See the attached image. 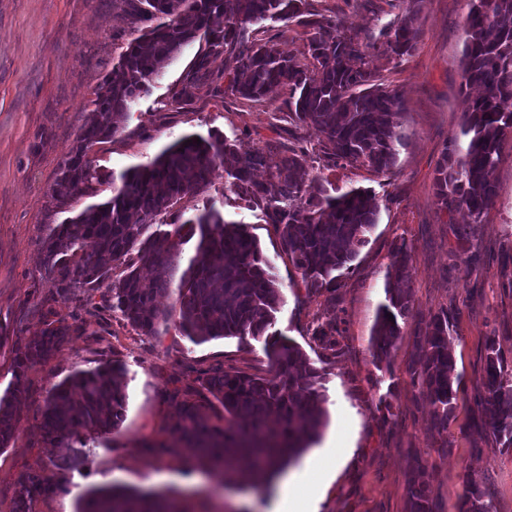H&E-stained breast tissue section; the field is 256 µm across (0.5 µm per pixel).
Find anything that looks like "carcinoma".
Returning <instances> with one entry per match:
<instances>
[{
    "instance_id": "cac0c4a2",
    "label": "carcinoma",
    "mask_w": 512,
    "mask_h": 512,
    "mask_svg": "<svg viewBox=\"0 0 512 512\" xmlns=\"http://www.w3.org/2000/svg\"><path fill=\"white\" fill-rule=\"evenodd\" d=\"M137 28L119 56L116 75L93 91L92 118L78 131L52 187L65 204L76 197H94L99 186L112 183V196L86 206L61 224H49L42 239L45 278L56 293L71 297L78 307L99 316L120 319L140 336H158L175 324L194 343L250 336L264 340L266 374L248 373L222 365L201 374V390L224 407V425L208 422L204 404L182 400L179 438L185 449L211 464L238 470L262 483L308 447L326 425L321 374L291 340L267 333L282 302L271 266L257 240L241 226L224 220L214 195L228 190L279 234L282 251L300 271L312 292L336 289V272L346 267L368 242L377 224L375 194L351 188L337 196L320 186L321 176L306 189L305 145L280 153L266 180L254 172L265 166V155L219 133L184 135L151 162L122 172L103 174L90 158L122 130L129 105L149 91L167 65L188 44L202 37L206 49L194 59L172 95L185 105L206 87L218 96L229 93L261 101L275 88L288 90V118L297 126L314 127L321 135L319 151L327 163L359 165L375 173L396 164V145L403 139L401 95L374 82L366 68L377 40L345 27L336 14L313 13L308 0H115ZM419 5L413 4L390 21L379 36L385 51L398 58L417 44ZM308 16L310 28L305 62L285 52L276 37H261L265 23ZM231 56L233 69H218L217 59ZM462 72L474 98L462 115L459 131L449 140L436 169L435 189L441 207L466 210L474 221L495 204L493 174L500 161L503 137L512 133V0H468L463 26ZM201 143H196V140ZM465 148L459 147V140ZM224 168L225 187L213 182L217 166ZM207 195L194 217L173 213L184 198ZM199 235L197 253L182 274L178 321L173 310L160 308L156 298L170 292L177 271V247ZM151 277L141 276V267ZM392 271L373 329L371 346L376 364L390 362L401 334L399 320L413 309L405 244L392 251ZM121 272L114 273L115 269ZM53 298L36 302L43 328L13 357L14 379L0 394V448L12 438L15 406L25 397L28 369L47 362L60 337L79 330L74 316H59ZM393 319H388V315ZM448 313L434 315L418 337L422 370L420 393L445 422L453 409L454 357L448 348ZM336 317L317 324L313 336L325 351L336 354ZM124 367L104 362L78 370L50 389L41 428L55 441L80 435L100 437L117 430L127 407ZM488 425L504 448L512 447V377L494 345L487 348L484 368ZM424 467L413 469L408 488V512H433ZM49 490L32 475L14 495L13 512H31L33 499ZM486 492L471 484L465 512H490ZM79 512H178L161 493L133 492L120 486L90 492Z\"/></svg>"
}]
</instances>
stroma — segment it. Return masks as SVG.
<instances>
[{
	"mask_svg": "<svg viewBox=\"0 0 512 512\" xmlns=\"http://www.w3.org/2000/svg\"><path fill=\"white\" fill-rule=\"evenodd\" d=\"M311 3L314 11L337 13L349 30L374 38L403 8L401 0ZM466 12L467 0H420L412 54L399 59L377 50L367 59L376 82L403 97L404 139L387 173L328 167L318 131L290 122L281 90L250 102L203 89L192 102L169 106L173 89L205 48L200 38L131 103L122 132L92 154L96 166L119 174L152 161L183 135L217 131L263 149L266 166L259 175L265 178L282 147L303 141L310 149L305 168L322 174L327 190L375 193L378 221L332 293L306 290L259 210L230 192L215 200L226 221L259 241L273 266L282 303L272 332L297 343L324 377L328 422L307 455L326 452L337 424L351 437L330 492L312 512H408V483L419 465L434 512H463L472 483L488 491L492 512H512V448L500 445L481 405L488 345L512 374V134L494 174L495 204L480 223L443 210L434 189L437 163L468 104L461 65ZM133 37L114 0H0V392L12 380L15 350L41 323L33 305L50 288L41 277L45 228L89 203L82 197L63 205L53 198L60 163L90 115L94 88ZM401 241L410 256L413 313L400 323L389 365L379 368L371 337L385 302L392 247ZM441 311L452 324L457 391L444 423L413 383L421 367L417 338ZM328 315L336 318L341 344L331 358L311 336L312 324ZM112 359L126 368L124 420L112 435L85 434L86 458L70 465L71 449L46 440L40 428L47 392L73 372ZM223 364L265 371L262 342L233 337L195 344L173 327L146 337L120 319L104 330L98 317L85 316L80 331L64 336L51 359L26 374L13 436L0 449V512H12L15 489L33 472L54 490L35 497L32 512H75L86 491L113 483L165 493L179 512H272L276 482L249 485L176 444L179 415L171 392L198 388L201 371Z\"/></svg>",
	"mask_w": 512,
	"mask_h": 512,
	"instance_id": "1",
	"label": "stroma"
}]
</instances>
